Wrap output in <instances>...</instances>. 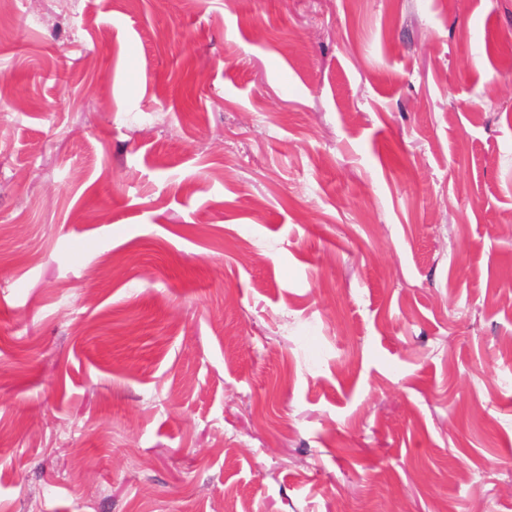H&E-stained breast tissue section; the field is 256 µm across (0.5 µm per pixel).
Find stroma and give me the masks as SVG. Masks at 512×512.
I'll use <instances>...</instances> for the list:
<instances>
[{
    "label": "stroma",
    "instance_id": "obj_1",
    "mask_svg": "<svg viewBox=\"0 0 512 512\" xmlns=\"http://www.w3.org/2000/svg\"><path fill=\"white\" fill-rule=\"evenodd\" d=\"M507 377L512 0L0 16V512H512Z\"/></svg>",
    "mask_w": 512,
    "mask_h": 512
}]
</instances>
